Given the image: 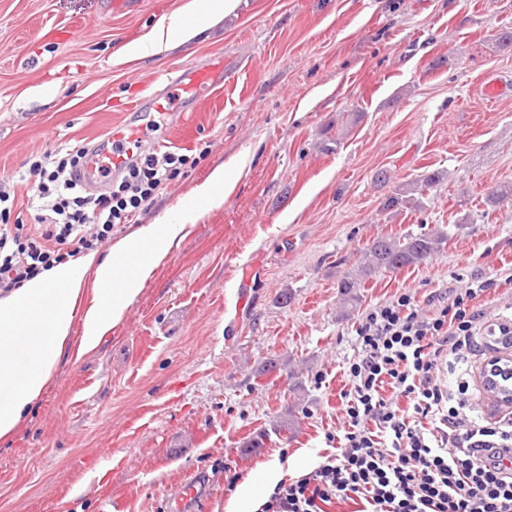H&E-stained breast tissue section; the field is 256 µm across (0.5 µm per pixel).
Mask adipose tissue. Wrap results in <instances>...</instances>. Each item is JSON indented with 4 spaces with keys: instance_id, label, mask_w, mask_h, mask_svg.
Here are the masks:
<instances>
[{
    "instance_id": "1",
    "label": "adipose tissue",
    "mask_w": 512,
    "mask_h": 512,
    "mask_svg": "<svg viewBox=\"0 0 512 512\" xmlns=\"http://www.w3.org/2000/svg\"><path fill=\"white\" fill-rule=\"evenodd\" d=\"M241 0H207L193 13L177 11L150 35L124 49L128 58L162 52L176 44L207 38L222 18L236 14ZM224 200V168L215 166L177 213L143 224L115 242L107 255L91 252L46 271L22 288L0 295V439L21 424L32 403L51 383L64 356L74 312L92 280L93 299L82 317L80 353L99 347L141 294L146 279L198 218V202ZM315 455L300 449L287 458L272 456L236 485L224 512H260L285 475L307 469Z\"/></svg>"
}]
</instances>
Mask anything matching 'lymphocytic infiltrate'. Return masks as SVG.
Instances as JSON below:
<instances>
[{
  "mask_svg": "<svg viewBox=\"0 0 512 512\" xmlns=\"http://www.w3.org/2000/svg\"><path fill=\"white\" fill-rule=\"evenodd\" d=\"M86 155L47 151L31 160L34 224H10L15 199L0 182L1 292L97 248L197 164L175 151H148L108 190L91 194L77 180ZM496 285L472 277L431 297L428 315L407 292L366 313L346 368L343 433L326 436L334 453L278 484L262 512H324L325 503L355 498L371 512H512V416L472 415L469 384L453 387L439 374L440 363L466 360L496 335L474 306Z\"/></svg>",
  "mask_w": 512,
  "mask_h": 512,
  "instance_id": "f902f5d3",
  "label": "lymphocytic infiltrate"
}]
</instances>
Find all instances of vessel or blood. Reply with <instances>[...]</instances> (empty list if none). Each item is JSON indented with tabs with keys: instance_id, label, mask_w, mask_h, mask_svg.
Here are the masks:
<instances>
[{
	"instance_id": "vessel-or-blood-1",
	"label": "vessel or blood",
	"mask_w": 512,
	"mask_h": 512,
	"mask_svg": "<svg viewBox=\"0 0 512 512\" xmlns=\"http://www.w3.org/2000/svg\"><path fill=\"white\" fill-rule=\"evenodd\" d=\"M224 85V64L216 62L204 69L186 71L172 79L166 90L152 94L141 100L133 120L114 124L108 134L111 149L89 154L85 159L82 177L86 188H94L102 178L103 171L120 175L126 166L142 152L144 148L142 132L157 118H168L172 127H181L184 115L169 109L170 95L182 92L188 96H197L204 87L220 90Z\"/></svg>"
}]
</instances>
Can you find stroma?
<instances>
[{"label": "stroma", "instance_id": "obj_1", "mask_svg": "<svg viewBox=\"0 0 512 512\" xmlns=\"http://www.w3.org/2000/svg\"><path fill=\"white\" fill-rule=\"evenodd\" d=\"M190 0H0V178L36 153L105 144L113 123L177 70L224 58L202 102L180 97L169 145L200 163L137 222L175 210L216 165L227 185L91 353H68L22 425L0 440V512H224L227 479L272 454H329L344 367L372 308L497 279L477 299L512 317V0H243L208 38L123 60ZM439 172L416 203L385 202ZM448 236L418 265L381 272L344 303L369 241Z\"/></svg>", "mask_w": 512, "mask_h": 512}]
</instances>
